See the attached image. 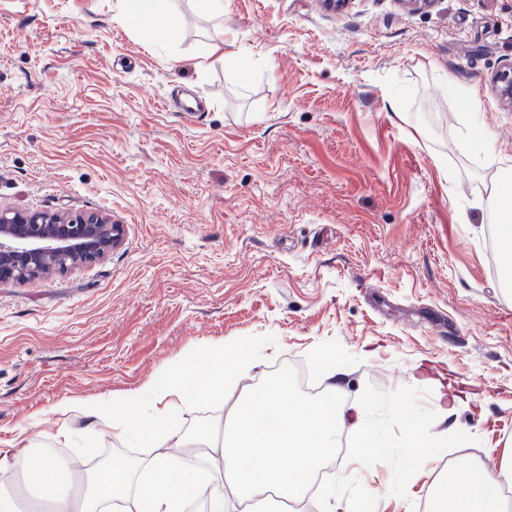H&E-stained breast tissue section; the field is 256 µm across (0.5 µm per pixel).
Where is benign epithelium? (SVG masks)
<instances>
[{"label":"benign epithelium","instance_id":"7a95c632","mask_svg":"<svg viewBox=\"0 0 512 512\" xmlns=\"http://www.w3.org/2000/svg\"><path fill=\"white\" fill-rule=\"evenodd\" d=\"M499 101L512 108V62L492 79ZM112 251V219L96 212L46 213L0 209V284L39 278L53 262L68 272L102 261Z\"/></svg>","mask_w":512,"mask_h":512}]
</instances>
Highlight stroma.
<instances>
[{
  "label": "stroma",
  "instance_id": "1",
  "mask_svg": "<svg viewBox=\"0 0 512 512\" xmlns=\"http://www.w3.org/2000/svg\"><path fill=\"white\" fill-rule=\"evenodd\" d=\"M162 10L148 40L122 0H0V208L128 227L92 268L0 285V441L62 399L123 397L200 343L249 336L256 384L301 369L327 387L311 358L327 347L344 403L408 404L385 425L391 460L365 473L380 486L417 425L438 474L512 448V278L488 206L512 169L491 84L512 62V0ZM443 383L477 406L441 417Z\"/></svg>",
  "mask_w": 512,
  "mask_h": 512
}]
</instances>
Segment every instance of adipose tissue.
<instances>
[{
    "label": "adipose tissue",
    "instance_id": "1",
    "mask_svg": "<svg viewBox=\"0 0 512 512\" xmlns=\"http://www.w3.org/2000/svg\"><path fill=\"white\" fill-rule=\"evenodd\" d=\"M249 345L245 338L199 345L119 400L58 403L59 434L69 433V420L78 419L88 437L134 440L156 454L144 468L111 463L81 493L55 492L48 512H112L120 502L133 512H186L198 501L204 512H261L276 499L299 500L342 431L362 435L366 459L385 457L388 442L363 408L339 410L319 398L303 399L275 380L248 385L256 366ZM204 401L229 409L207 429L182 430L183 415ZM435 447L422 428H413L396 493L405 512H413L415 487ZM188 453L203 455L204 466L186 471ZM0 472L20 473L30 489L56 483L60 474L26 435L0 448ZM506 483H512L511 449L495 465L475 460L435 477L428 490L432 512H512V501L501 493Z\"/></svg>",
    "mask_w": 512,
    "mask_h": 512
}]
</instances>
